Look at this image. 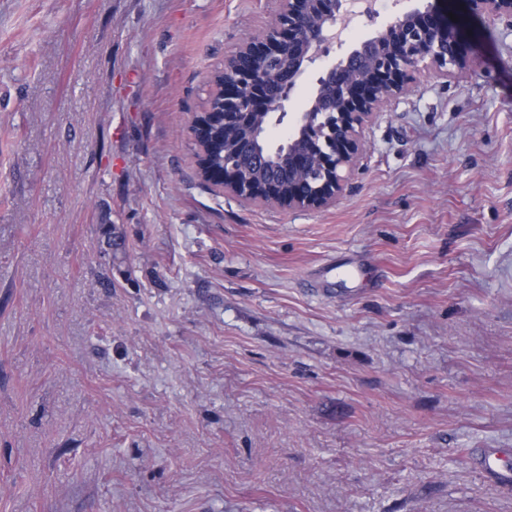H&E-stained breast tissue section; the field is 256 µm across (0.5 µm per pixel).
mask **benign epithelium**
<instances>
[{
	"mask_svg": "<svg viewBox=\"0 0 512 512\" xmlns=\"http://www.w3.org/2000/svg\"><path fill=\"white\" fill-rule=\"evenodd\" d=\"M463 2L470 15L512 31V0ZM353 5L277 0L271 23L224 57L218 101L192 115L189 126L200 148L214 126L246 130L243 152L224 153L223 171L201 163L224 196L292 211L334 205L367 151L365 131L384 107L408 94L421 76L446 81L469 69L457 24L441 17L430 0L422 8L393 0V20L319 72L306 107L291 116L288 136L271 145L269 130L288 117L298 79L345 44L341 30L356 18ZM273 154L288 157L294 181L286 189L252 174L268 167Z\"/></svg>",
	"mask_w": 512,
	"mask_h": 512,
	"instance_id": "obj_1",
	"label": "benign epithelium"
}]
</instances>
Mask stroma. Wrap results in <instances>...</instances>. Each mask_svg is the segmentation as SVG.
<instances>
[{"instance_id": "stroma-1", "label": "stroma", "mask_w": 512, "mask_h": 512, "mask_svg": "<svg viewBox=\"0 0 512 512\" xmlns=\"http://www.w3.org/2000/svg\"><path fill=\"white\" fill-rule=\"evenodd\" d=\"M450 10L289 212L188 133L272 0H0V512H512V32Z\"/></svg>"}]
</instances>
